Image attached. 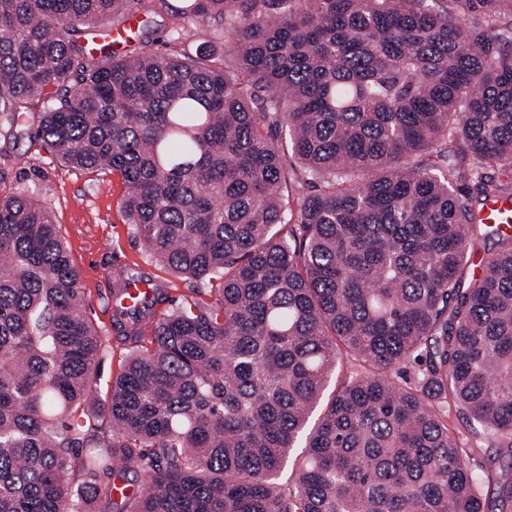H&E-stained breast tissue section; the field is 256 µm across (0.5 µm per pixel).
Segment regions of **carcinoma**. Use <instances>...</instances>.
I'll list each match as a JSON object with an SVG mask.
<instances>
[{"mask_svg":"<svg viewBox=\"0 0 512 512\" xmlns=\"http://www.w3.org/2000/svg\"><path fill=\"white\" fill-rule=\"evenodd\" d=\"M161 2L171 49L143 19L119 56L83 32L135 0H0V138L118 176L192 283L121 269L152 298L101 325L50 207L0 195V512H512L444 422L512 462V234L478 218L512 198V0ZM121 359L122 356L120 354V349L118 348L117 350L115 349L109 352L101 363L99 381L101 398H105L107 385L111 383L112 377L119 371ZM448 429L450 432L457 435L462 442L463 448H474L475 452L469 459V464L473 468H478L479 465H482L488 473H496L499 475L500 468L506 469L507 463L503 462L499 465L497 462L495 464H490L489 458L485 453V448L493 447L494 439L489 438L487 436L481 434H475L465 420H462L458 413L455 412V409L451 407L450 412H448ZM480 448V449H479Z\"/></svg>","mask_w":512,"mask_h":512,"instance_id":"carcinoma-1","label":"carcinoma"}]
</instances>
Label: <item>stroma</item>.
Instances as JSON below:
<instances>
[{
  "mask_svg": "<svg viewBox=\"0 0 512 512\" xmlns=\"http://www.w3.org/2000/svg\"><path fill=\"white\" fill-rule=\"evenodd\" d=\"M0 173L5 176L0 190L31 188L51 207L96 320L104 318L99 300L112 286L105 269L136 264L158 279L168 278L164 269L150 264L143 244L131 236L120 212L125 188L117 176L66 168L54 154L26 140L0 155Z\"/></svg>",
  "mask_w": 512,
  "mask_h": 512,
  "instance_id": "obj_1",
  "label": "stroma"
}]
</instances>
